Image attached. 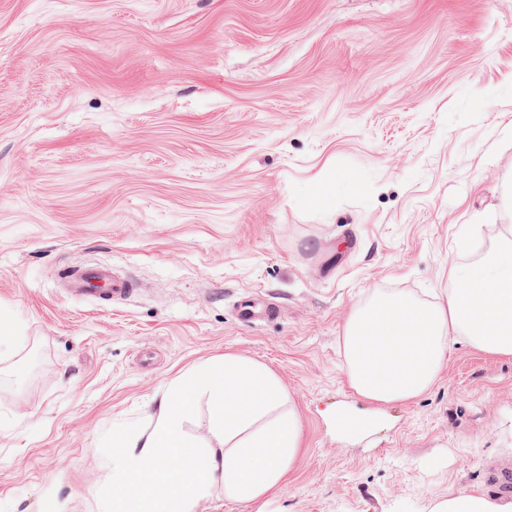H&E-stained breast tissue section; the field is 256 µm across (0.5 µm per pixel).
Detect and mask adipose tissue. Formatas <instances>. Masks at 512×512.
<instances>
[{"label":"adipose tissue","mask_w":512,"mask_h":512,"mask_svg":"<svg viewBox=\"0 0 512 512\" xmlns=\"http://www.w3.org/2000/svg\"><path fill=\"white\" fill-rule=\"evenodd\" d=\"M459 335L480 352L512 356L511 238L481 257L463 284L450 285L444 302L398 296L355 310L343 336L349 384L377 403L414 399L432 386ZM202 402L215 443L201 458L185 423ZM299 443V418L275 375L225 355L223 364L193 370L150 432L114 438L112 477L122 491L112 510L125 512L134 499L140 512H192L218 481L234 501L257 500L281 483ZM175 456L179 470L164 469Z\"/></svg>","instance_id":"adipose-tissue-1"}]
</instances>
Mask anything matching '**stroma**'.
Listing matches in <instances>:
<instances>
[{
	"label": "stroma",
	"instance_id": "1",
	"mask_svg": "<svg viewBox=\"0 0 512 512\" xmlns=\"http://www.w3.org/2000/svg\"><path fill=\"white\" fill-rule=\"evenodd\" d=\"M507 224L512 0H0V512H112L113 436L228 354L276 375L301 448L274 493L218 483L194 512L506 494L512 357L456 337L378 406L343 332L378 298L440 302ZM95 265L133 293L73 296Z\"/></svg>",
	"mask_w": 512,
	"mask_h": 512
}]
</instances>
